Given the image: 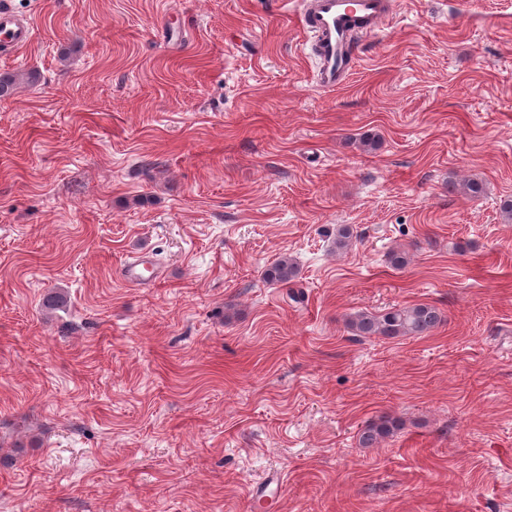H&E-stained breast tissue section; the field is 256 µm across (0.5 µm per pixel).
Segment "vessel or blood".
<instances>
[{
	"label": "vessel or blood",
	"instance_id": "1",
	"mask_svg": "<svg viewBox=\"0 0 512 512\" xmlns=\"http://www.w3.org/2000/svg\"><path fill=\"white\" fill-rule=\"evenodd\" d=\"M296 7L321 45L318 84L324 88L342 85L348 76L346 58L354 50L355 24L362 21L367 27H379L380 0H297ZM32 34L31 18L18 10L14 0H0V54L8 56L27 45ZM155 270L153 258L137 253L125 264L122 276L127 284L138 286L148 283L149 273Z\"/></svg>",
	"mask_w": 512,
	"mask_h": 512
}]
</instances>
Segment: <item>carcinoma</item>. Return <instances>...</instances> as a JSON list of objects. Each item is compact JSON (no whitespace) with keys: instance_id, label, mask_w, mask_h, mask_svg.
Instances as JSON below:
<instances>
[{"instance_id":"cac0c4a2","label":"carcinoma","mask_w":512,"mask_h":512,"mask_svg":"<svg viewBox=\"0 0 512 512\" xmlns=\"http://www.w3.org/2000/svg\"><path fill=\"white\" fill-rule=\"evenodd\" d=\"M452 190L476 198L484 192L483 182L469 178L452 185ZM297 276V266L293 259L283 256L265 268L263 278L273 284L286 286ZM442 322L440 310L429 304L391 307L380 313L359 311L353 314L348 325L356 336H382L396 338L425 336ZM400 429L397 419L383 416L368 424L359 436L360 446L371 448L382 440L394 435Z\"/></svg>"}]
</instances>
